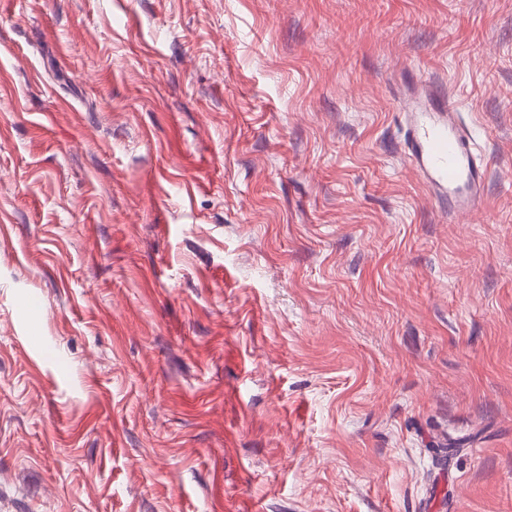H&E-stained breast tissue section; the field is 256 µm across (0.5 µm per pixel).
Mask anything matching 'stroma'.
<instances>
[{
    "label": "stroma",
    "instance_id": "obj_1",
    "mask_svg": "<svg viewBox=\"0 0 512 512\" xmlns=\"http://www.w3.org/2000/svg\"><path fill=\"white\" fill-rule=\"evenodd\" d=\"M0 512H512V0H0ZM429 107L407 103L404 148L444 213L466 216L482 210L488 162L475 148L453 97L432 93Z\"/></svg>",
    "mask_w": 512,
    "mask_h": 512
}]
</instances>
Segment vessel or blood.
Here are the masks:
<instances>
[{
  "mask_svg": "<svg viewBox=\"0 0 512 512\" xmlns=\"http://www.w3.org/2000/svg\"><path fill=\"white\" fill-rule=\"evenodd\" d=\"M404 148L426 186L447 213L466 216L482 210L488 162L475 148L455 99L443 93L427 106L407 105Z\"/></svg>",
  "mask_w": 512,
  "mask_h": 512,
  "instance_id": "b4317fda",
  "label": "vessel or blood"
}]
</instances>
